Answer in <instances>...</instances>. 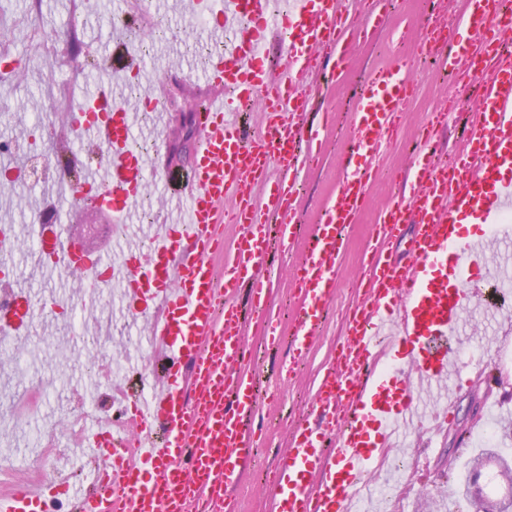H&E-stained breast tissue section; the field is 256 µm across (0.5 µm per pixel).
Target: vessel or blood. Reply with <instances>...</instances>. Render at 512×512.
<instances>
[{
    "label": "vessel or blood",
    "mask_w": 512,
    "mask_h": 512,
    "mask_svg": "<svg viewBox=\"0 0 512 512\" xmlns=\"http://www.w3.org/2000/svg\"><path fill=\"white\" fill-rule=\"evenodd\" d=\"M350 17L345 0H220L213 33L229 36V50L206 73L211 97L197 113L198 138L188 179L179 192L187 217L157 227L152 249H129L115 264L97 253H72L70 267L99 285L119 284L136 315L147 319V342L164 360L159 389L135 399L122 425L103 430L104 458L72 512H236L232 493L254 460L255 435L245 419L258 404L255 362L243 343L240 293L253 313L266 312L269 284L260 276L271 252L267 219H282L292 239L300 170L317 152L320 131L307 112L320 89L312 81L324 60L337 72L350 64V46L376 31L374 0H361ZM477 32L478 41L463 38ZM281 52L271 59V33ZM512 0H467L462 29L428 26L409 50L374 67L356 102L351 148L340 159L343 178L309 234L295 277L299 306L291 322V358L279 369L292 378L321 334L342 273L346 228L361 214L375 167L402 128L413 84L408 73L428 52L453 75L481 83V122L465 154L440 159L434 134L448 123L447 106L421 126L413 187L386 205L367 252L370 273L347 320L342 341L323 370L311 415L295 426L291 446L266 473L274 512H354L360 480L383 449L404 446L425 421H449L452 405L423 417L427 396L456 383L461 322L484 298L496 275L493 260L512 244ZM278 76H271L272 66ZM174 84L165 80L144 107L167 112ZM258 105L261 120L236 116ZM135 114L109 92L83 99L67 113L62 139L106 150L103 164L85 160L67 185L77 201L93 199L120 221L132 210L148 175L168 179L166 167L148 169L131 148ZM470 217L479 234L461 240ZM236 233L225 238V225ZM411 238H404L405 225ZM60 227L40 225L44 261L57 253ZM407 241L404 254H384L386 241ZM0 308V334H22L32 318L25 288ZM55 483L0 494V512H46Z\"/></svg>",
    "instance_id": "b4317fda"
}]
</instances>
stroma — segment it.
Here are the masks:
<instances>
[{"label": "stroma", "mask_w": 512, "mask_h": 512, "mask_svg": "<svg viewBox=\"0 0 512 512\" xmlns=\"http://www.w3.org/2000/svg\"><path fill=\"white\" fill-rule=\"evenodd\" d=\"M465 3L439 0L431 6L427 0H387V18L372 40L354 47L345 77L333 79L328 69L317 74L321 93L313 112L329 114L330 122L321 133L319 155L299 174L295 222L302 230L316 223L322 205L336 189L353 105L368 73L395 51L398 25L408 17L429 15L454 26L461 22ZM125 8V0H0V40L10 46L7 73L0 77V143H24L33 134L38 150H47L56 142L59 128H39L35 122L50 112L64 116L60 98L74 104L105 89L120 93L126 103L135 106L167 71L175 72L181 81L183 110L196 107L208 93L200 55L224 52L228 40L210 37L194 0H149L143 20L129 26L123 23ZM132 32L137 38L130 40L129 47L140 52V72L126 81L112 79L106 73L114 65L112 37H128ZM410 78L417 95L401 131L379 163L358 222L345 231L344 272L322 335L292 381L279 391H271L270 385L285 351L268 347L260 321L251 310L243 312L245 342L257 362L262 386L247 424L252 429L262 428L272 438L271 446L257 448L254 464L235 492L244 512H273L264 473L288 450L296 420L311 411L318 375L343 336L347 314L362 290L367 275L365 249L376 232V219L387 203L409 192L419 128L446 97L457 98L463 109L461 117L449 120L441 134V149L449 155L465 144L479 87L455 78L430 60L419 61ZM180 120V112L170 114L164 142L159 145L153 116L140 117L136 141L146 163H154L161 154L177 172L189 171V163L177 152ZM26 161L24 154L0 151V170L9 167L15 173L11 180L0 177V226L11 225L17 236L10 275L27 289L34 307L26 335L0 342V491L36 478L89 480L91 462L79 444L67 440L66 424L75 414L74 394L84 393L92 408L111 418L113 411L126 403L124 388L138 382L132 370L125 378L113 377V362L153 359L142 340L145 325L129 319L120 286H113L90 311L83 307V284L74 274L40 262L36 227L49 201H57L64 225L81 227L92 215L62 195L59 183L27 181ZM165 211L161 184L149 183L125 224L114 226L111 215L103 214L95 252L109 262L120 260L130 242L141 252H149L146 230L162 224ZM272 253L275 264L270 271L269 308L274 319L285 324L294 310L290 280L301 253L277 247ZM504 321L512 322V307L500 312L479 310L468 317V327L460 335L467 362L462 367L460 389L453 394L455 422L448 427L446 438L431 448L425 447L423 432L409 435L414 453L402 469L401 483L392 488L390 500L377 501V512H418L411 487L423 478L444 512H462L456 485L464 480L470 457L481 451L476 442L471 443L469 452L456 451V437L465 428L478 433L494 425L495 452L512 457V349L502 350L497 339ZM46 432L57 434L59 452L43 448L41 438Z\"/></svg>", "instance_id": "obj_1"}]
</instances>
